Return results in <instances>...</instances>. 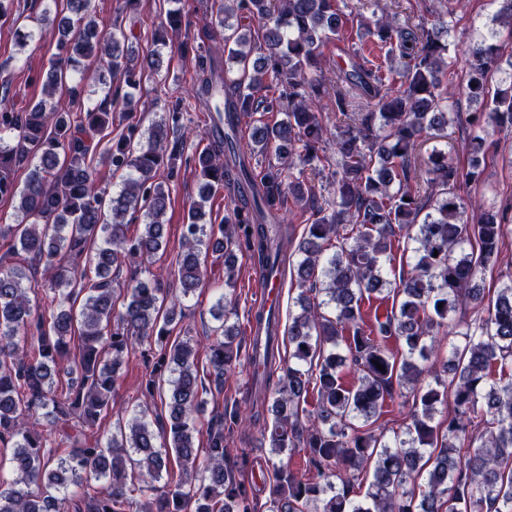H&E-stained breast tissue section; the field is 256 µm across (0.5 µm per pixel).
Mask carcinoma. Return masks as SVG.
Masks as SVG:
<instances>
[{
	"label": "carcinoma",
	"mask_w": 512,
	"mask_h": 512,
	"mask_svg": "<svg viewBox=\"0 0 512 512\" xmlns=\"http://www.w3.org/2000/svg\"><path fill=\"white\" fill-rule=\"evenodd\" d=\"M491 2L493 25L472 34L459 86L440 79L451 47L446 16L457 0H439L445 11L431 21L407 10L410 0H392L375 19L364 7L378 0H200L204 27L224 41L222 58L191 42L188 12L169 10L151 42L175 40L194 56L188 97L210 114L200 135L208 144L190 154L178 103L148 136L129 123L106 139L143 71L121 47L122 24L100 29L90 0H66L55 11L57 53L37 77L45 97L18 110L0 96V197L21 214L0 226L9 240L0 255V445L12 448L9 474L0 461V512H257L244 481L250 456L228 448L241 413L199 419L224 376L255 363L264 384L275 383L260 442L278 456L303 450L306 471L319 477L273 464L268 512H512V276L485 308L477 283L512 226L490 209L462 221L458 193L461 181L476 183L484 172L495 148L488 128L512 129V74L492 87L512 49V0ZM232 17L247 22L250 36L238 34ZM353 21L372 46L345 51L330 80L325 49ZM88 59L112 76L95 100L76 78ZM461 95L481 103L469 115L466 174L439 149L418 171L423 132L448 124L446 108ZM270 112L286 119H262ZM244 117L255 123L246 144L237 136ZM328 150L336 162L326 197L305 170L324 171ZM184 167L199 185L170 272L177 296L152 266L167 244L171 201L157 174L171 179ZM21 169L28 173L20 187ZM231 185L239 200L224 223L204 222L207 203ZM290 197L306 222L292 249L298 311L282 334L279 320L267 319L259 359L257 340L239 338L224 301L236 294L242 250L263 278L283 274L277 225ZM400 240L409 270L391 280L386 265ZM211 255L224 259L225 294L201 369L200 342L171 338V326L184 318L180 297L209 286ZM33 266L41 278L27 274ZM37 286L48 317L32 303ZM370 300L391 308L368 322ZM469 304L478 312L461 341L430 361L451 314ZM282 340L292 349L286 358ZM135 353L144 396L168 376L164 414L152 419L140 405L103 435L102 420L123 412L114 395ZM404 388L405 426L388 439L373 424ZM448 405V417L436 420ZM172 452L179 478L164 482ZM368 465L372 481L363 489L357 481Z\"/></svg>",
	"instance_id": "cac0c4a2"
}]
</instances>
